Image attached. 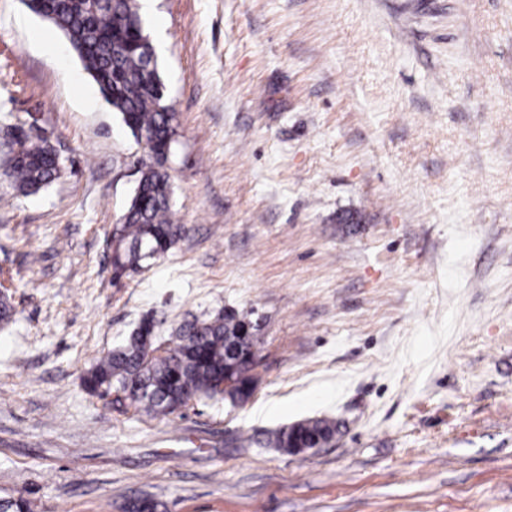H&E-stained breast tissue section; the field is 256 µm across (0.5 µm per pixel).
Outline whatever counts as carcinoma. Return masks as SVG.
I'll return each mask as SVG.
<instances>
[{
  "label": "carcinoma",
  "mask_w": 512,
  "mask_h": 512,
  "mask_svg": "<svg viewBox=\"0 0 512 512\" xmlns=\"http://www.w3.org/2000/svg\"><path fill=\"white\" fill-rule=\"evenodd\" d=\"M27 6L66 36L106 101L154 159L142 165L122 222L112 229L113 274L126 277L141 262L163 257L185 233V225L174 222L163 168L176 135V113L165 101L155 50L136 0H27ZM63 170V160L46 139L22 130L8 145V163L0 174L20 192L34 194ZM258 331L249 314L235 310L195 316L180 326L175 347L162 351L155 324L146 318L125 344L97 359L84 385L91 395L112 392L121 412L150 417L174 414L199 396L221 394L230 404L243 405L253 394L249 385L262 343ZM226 368L234 371L238 386L220 393ZM290 431L323 445L335 437L338 425L310 418L274 431L268 442L286 449ZM159 507L152 499L136 498L126 512H159Z\"/></svg>",
  "instance_id": "obj_1"
}]
</instances>
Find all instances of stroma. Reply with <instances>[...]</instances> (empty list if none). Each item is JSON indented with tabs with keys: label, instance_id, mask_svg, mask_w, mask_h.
<instances>
[{
	"label": "stroma",
	"instance_id": "1",
	"mask_svg": "<svg viewBox=\"0 0 512 512\" xmlns=\"http://www.w3.org/2000/svg\"><path fill=\"white\" fill-rule=\"evenodd\" d=\"M186 232L112 278L150 156L65 36L0 0V498L33 512H512V0H156ZM350 213L355 223L339 222ZM252 312L250 400L150 418L83 377L146 316ZM343 427L290 454L270 432ZM32 134L49 139L41 130ZM23 130L8 145V163L1 173L11 179L24 194H34L57 180L64 170L63 160L57 159L46 139ZM288 431H297L303 439H313L321 446L335 437L338 425L328 418H310L282 427L269 435L268 442L273 443L275 448H285L290 453L300 454L317 446L300 447L293 437L288 438Z\"/></svg>",
	"mask_w": 512,
	"mask_h": 512
}]
</instances>
